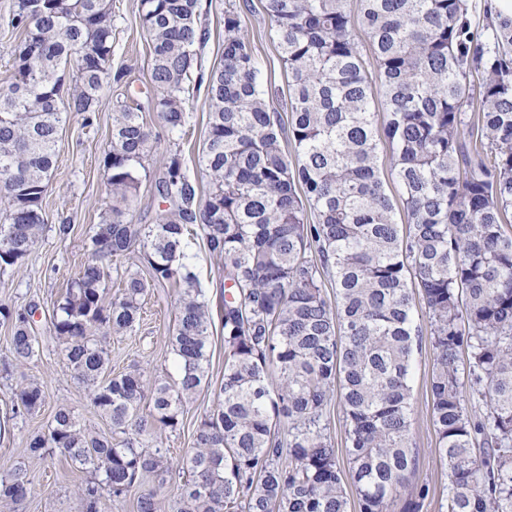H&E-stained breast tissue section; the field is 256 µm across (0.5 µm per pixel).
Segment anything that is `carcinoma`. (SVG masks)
Instances as JSON below:
<instances>
[{
	"instance_id": "cac0c4a2",
	"label": "carcinoma",
	"mask_w": 512,
	"mask_h": 512,
	"mask_svg": "<svg viewBox=\"0 0 512 512\" xmlns=\"http://www.w3.org/2000/svg\"><path fill=\"white\" fill-rule=\"evenodd\" d=\"M265 10L288 72L286 123L258 82L233 4L224 9L223 69L205 75L198 0H140L152 110L179 130L187 96L203 88L210 100V189L199 198L175 155L158 182L172 208L154 224L133 223L150 135L140 104L119 107L104 160L112 209L93 226L89 259L52 323L71 376L112 435L60 405L26 451L59 452L90 473L76 489L83 512L172 470L168 450L143 440L180 427L206 378L211 314L185 253L196 226L229 283L224 380L182 459L189 480L172 512H350V488L360 512H422L431 488L411 487V408L426 340L435 453L448 471L443 507L512 512V15L486 0L480 29L469 0H265ZM7 26L23 35L11 50L14 82L0 90V265L14 266L44 231L62 123L76 112L92 124L102 89L121 75L110 68V0H18ZM69 65L76 90L62 108ZM370 68L383 92L380 129ZM474 101L476 113L467 109ZM382 137L405 224L379 176ZM136 253L149 278L127 270L106 298L111 261ZM151 281L179 290L173 383L137 366L108 372L107 343L135 331ZM33 314L0 306L12 328L6 373L37 356ZM335 398L346 473L324 419ZM43 403L37 383L21 384L12 414ZM28 485L21 468L1 475L0 512H18Z\"/></svg>"
}]
</instances>
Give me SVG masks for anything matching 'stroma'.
<instances>
[{
  "instance_id": "obj_1",
  "label": "stroma",
  "mask_w": 512,
  "mask_h": 512,
  "mask_svg": "<svg viewBox=\"0 0 512 512\" xmlns=\"http://www.w3.org/2000/svg\"><path fill=\"white\" fill-rule=\"evenodd\" d=\"M242 26L258 63V77L268 88L278 112H285L288 74L281 62L271 21L264 10V0H239ZM139 0H112L111 68L123 72L121 83L105 85L93 124H85L78 113H71L63 125L57 144V163L50 188L43 201L45 227L36 250L21 264L0 268V304L16 309L35 306L33 330L40 350L31 362L12 372L0 371V422L6 427L0 434V475L16 466H24L29 480V495L19 512H83L75 494L87 476L65 458L55 454L41 461L28 457L24 448L31 433L45 430L58 405L73 407L87 428L111 434L110 421L93 407L85 386L74 380L51 333L52 310L68 284L77 278L88 257L92 227L100 223L112 207L106 186L109 173L103 157L110 147L112 116L129 99L145 100L153 88L150 80V56L146 37L138 18ZM200 20L207 39L198 49L204 71L219 67L224 60V7L226 0H198ZM209 102L204 94L194 95L186 105L183 130H170L156 113L146 115L151 132L152 151L145 163L141 185L133 201L134 221L155 223L168 209L156 184L171 155H179L190 181L200 193L210 188V176L202 162L207 142ZM70 228L60 234V225ZM188 253L203 298L212 316L207 353V371L211 384L202 388L187 404L179 430H162L158 440L173 459H182L192 446L196 424L214 406V389L224 377V329L222 297L224 268L207 248L202 233L188 239ZM177 291L170 286L150 287L143 301V321L130 336L111 337L109 350L113 374H120L131 364H139L148 377L168 381L178 378L168 347V336L176 315ZM433 365L430 347L416 356L413 380L412 431L419 451V466L413 484H429L432 492L423 512H440V498L448 483L447 472L435 456V435L430 422L429 379ZM33 380L45 394V401L34 414L9 418L13 389L17 383Z\"/></svg>"
}]
</instances>
